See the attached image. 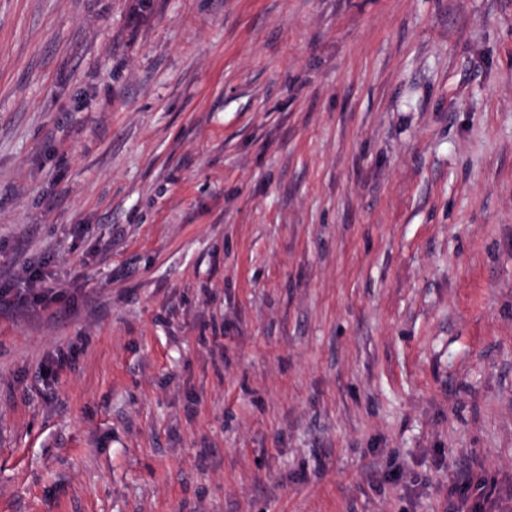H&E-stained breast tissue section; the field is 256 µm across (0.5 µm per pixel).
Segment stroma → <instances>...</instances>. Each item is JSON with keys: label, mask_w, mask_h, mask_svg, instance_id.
Returning a JSON list of instances; mask_svg holds the SVG:
<instances>
[{"label": "stroma", "mask_w": 512, "mask_h": 512, "mask_svg": "<svg viewBox=\"0 0 512 512\" xmlns=\"http://www.w3.org/2000/svg\"><path fill=\"white\" fill-rule=\"evenodd\" d=\"M0 512L512 506V0H0Z\"/></svg>", "instance_id": "obj_1"}]
</instances>
